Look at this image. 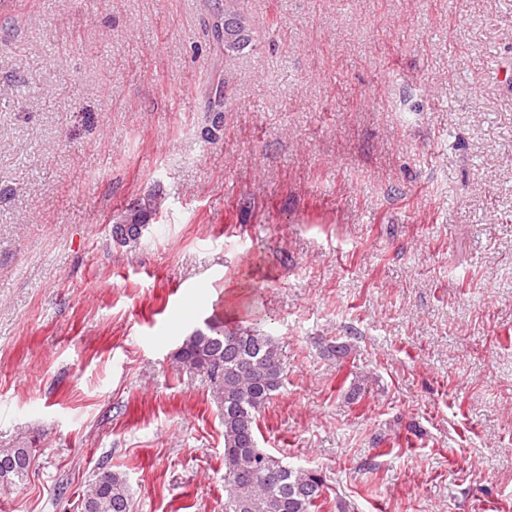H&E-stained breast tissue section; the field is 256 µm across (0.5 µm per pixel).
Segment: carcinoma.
<instances>
[{"mask_svg": "<svg viewBox=\"0 0 512 512\" xmlns=\"http://www.w3.org/2000/svg\"><path fill=\"white\" fill-rule=\"evenodd\" d=\"M212 33L231 58L253 45L252 25L239 0H224ZM161 201H146L123 212L112 235L125 245L138 242ZM177 364L205 375L224 402L225 512H318L326 479L321 472L285 466L258 448L261 413L283 386L278 340L258 327L228 328L218 322L185 337L175 354ZM35 464L27 444L0 450V486L25 481ZM81 512H132L126 479L102 470L82 493Z\"/></svg>", "mask_w": 512, "mask_h": 512, "instance_id": "1", "label": "carcinoma"}]
</instances>
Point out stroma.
Instances as JSON below:
<instances>
[{
	"mask_svg": "<svg viewBox=\"0 0 512 512\" xmlns=\"http://www.w3.org/2000/svg\"><path fill=\"white\" fill-rule=\"evenodd\" d=\"M212 2L0 0V449L36 456L0 512L105 469L224 512L223 402L174 360L215 320L277 337L258 446L322 512H512V0H241L231 60ZM217 14L220 24L212 22V33L224 43V57L231 58L253 45L252 25L248 17L240 10L239 0H224ZM226 20V21H225ZM160 208L161 201L157 197L150 196L143 203L126 209L117 224H113L112 235L122 244H136L151 216L155 215Z\"/></svg>",
	"mask_w": 512,
	"mask_h": 512,
	"instance_id": "stroma-1",
	"label": "stroma"
}]
</instances>
